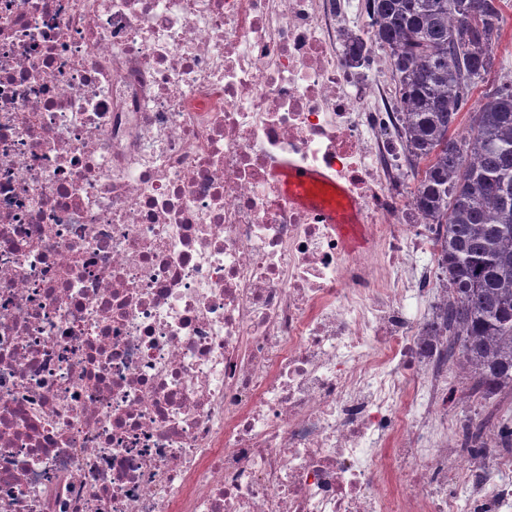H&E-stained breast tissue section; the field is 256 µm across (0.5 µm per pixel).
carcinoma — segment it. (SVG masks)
<instances>
[{
	"mask_svg": "<svg viewBox=\"0 0 512 512\" xmlns=\"http://www.w3.org/2000/svg\"><path fill=\"white\" fill-rule=\"evenodd\" d=\"M371 47L393 64L396 131L415 204L437 226L448 361L484 394L512 388V71L498 58L504 0H364ZM463 113L465 133L451 129Z\"/></svg>",
	"mask_w": 512,
	"mask_h": 512,
	"instance_id": "obj_1",
	"label": "carcinoma"
}]
</instances>
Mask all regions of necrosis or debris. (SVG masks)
Segmentation results:
<instances>
[{
	"label": "necrosis or debris",
	"instance_id": "necrosis-or-debris-1",
	"mask_svg": "<svg viewBox=\"0 0 512 512\" xmlns=\"http://www.w3.org/2000/svg\"><path fill=\"white\" fill-rule=\"evenodd\" d=\"M349 28L0 0V512H512V455H448L436 233ZM371 45H369L362 38L352 36L346 43L345 56L354 67L360 66L362 63L369 64L371 60ZM319 179V175L308 170L296 169L288 167V175L285 178L286 187L290 195L300 202L308 203L303 195L304 187L312 182ZM322 214L331 223L336 224L339 236L349 248L357 247L362 242V225L351 223L350 210L344 211H324Z\"/></svg>",
	"mask_w": 512,
	"mask_h": 512
}]
</instances>
